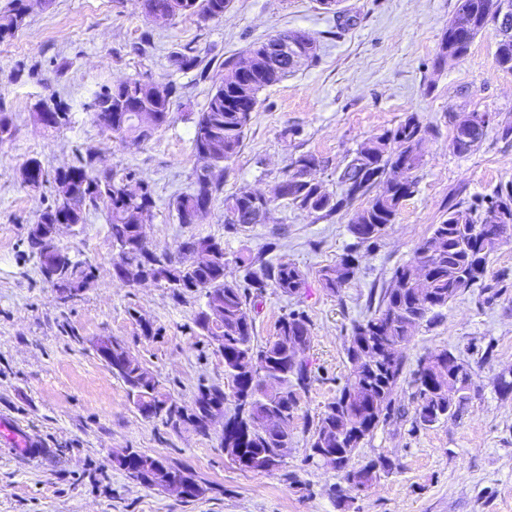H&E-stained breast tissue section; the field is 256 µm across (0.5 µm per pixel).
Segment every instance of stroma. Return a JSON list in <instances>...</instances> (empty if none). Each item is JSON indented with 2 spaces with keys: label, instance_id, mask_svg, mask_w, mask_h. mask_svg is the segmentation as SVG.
<instances>
[{
  "label": "stroma",
  "instance_id": "35a3bbf8",
  "mask_svg": "<svg viewBox=\"0 0 512 512\" xmlns=\"http://www.w3.org/2000/svg\"><path fill=\"white\" fill-rule=\"evenodd\" d=\"M341 13L317 0H234L223 19L153 22L140 0H47L33 5L22 29L0 43V107L15 133L0 144V415L26 425L42 453L29 460L0 449V512H512V394L495 381L512 371V240L488 260L487 275L452 300L441 317L422 322L403 348L407 369L428 352L446 349L470 364L475 390L458 418L413 427L412 388L400 382L395 413L352 460L359 467L384 456L392 467L362 491L349 490L341 471L308 457V440L344 384L345 345L354 322L374 310L396 267L439 223L448 206L492 193L512 181V72L495 62L499 35L487 27L467 54L436 66L456 0H343ZM302 30L318 45L302 65L258 95L240 153L216 175L224 194H272L292 157L314 155L317 176L340 192V169L370 135L417 114L430 130L413 193L375 244L360 245L349 211L319 219L277 205L275 223L224 225L215 201L199 224H182L172 208L193 188L195 120L207 103L224 58L283 31ZM143 53H136L135 45ZM193 48L201 66L174 69L170 57ZM173 81L180 90L169 123L131 145L113 138L89 110L102 85L131 77ZM55 98L68 106L66 126L38 124L34 106ZM477 110L492 120L480 145L466 154L451 146L452 112ZM94 156L116 174L135 172L156 202L146 228L156 253L176 254L192 236L220 241L227 274L245 253L260 261L286 259L305 275L296 296L265 288L252 310L254 342L276 334L289 312L309 322L311 380L301 393L294 443L282 467L240 469L225 456L219 431H172L143 418L121 381L99 359L95 341L113 336L180 403L192 404L200 385H224V358L201 336L196 313L205 300L174 298L151 283L121 286L110 274L114 254L107 212L87 211L64 229L59 245L97 269L82 296L58 301L28 246V228L56 199L54 182L26 187L21 167L33 156L49 169ZM354 279L330 295L317 271L347 252ZM150 329H143V322ZM132 448L185 467L205 489L192 501L133 481L112 463ZM344 507H337V500Z\"/></svg>",
  "mask_w": 512,
  "mask_h": 512
}]
</instances>
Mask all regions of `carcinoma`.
Returning <instances> with one entry per match:
<instances>
[{
    "instance_id": "obj_1",
    "label": "carcinoma",
    "mask_w": 512,
    "mask_h": 512,
    "mask_svg": "<svg viewBox=\"0 0 512 512\" xmlns=\"http://www.w3.org/2000/svg\"><path fill=\"white\" fill-rule=\"evenodd\" d=\"M233 0H141L145 16L156 12L177 17L215 20L224 17ZM493 0H457L455 16L448 23L438 46L436 65L465 56L475 37L489 26L488 15ZM29 0H8L0 9V42L14 37L25 23ZM501 36L496 62L512 71V24L500 26ZM281 37L293 39L304 60L317 54L315 38L301 31H285ZM269 41L255 43L225 58L219 67L223 76L214 83L204 110L198 113L193 138L200 166L194 171L192 192L174 202L177 219L191 210L205 207L211 211L221 193V183L213 170L239 154L245 132L258 105V93L280 82L295 69L273 66L264 59ZM178 89L172 82L150 79L127 84L104 85L90 104L95 120L114 138L138 144L154 130L165 125L171 115ZM485 113L473 110L453 116L451 145L459 154L477 147L484 136ZM470 125L473 133L465 130ZM427 128L410 114L395 128L366 138L338 175L342 193L328 191L318 177L303 178L317 172L320 161L311 154L290 160L274 196L263 203L253 194L242 192L224 197V223L235 229L247 224L275 222L273 202L282 200L295 209L327 218L351 208L349 230L360 244L373 243L392 224L404 200L413 193L414 183L395 184L389 173L397 165L406 171L419 169L426 153ZM57 189L71 188L64 207L45 208L40 224H56L64 219L81 224L91 208L104 207L109 216L112 243L118 249L112 264L148 275L160 266L172 264L169 255H157L141 239L140 224L155 207L150 185L133 172L116 177L96 168L88 155L66 169L54 171ZM512 238V181L500 186L493 195L470 205L456 203L448 207L440 223L421 241L413 257L398 266L377 308L366 319L352 326L346 354L351 366L345 382L327 410L320 416L309 439L308 457L316 458L322 445L336 454L335 467L343 477L354 476L353 488L360 491L391 469V462L380 456L355 468L351 461L363 442L391 416L395 395L402 379L405 362L401 353L416 325L428 314L448 307V303L487 270L489 256L500 243ZM28 244L39 260L43 277L57 281L92 275L91 266L73 261L68 266L48 263L58 245L42 237L28 236ZM214 260L191 268L175 284L164 287L181 297L195 294L205 298L194 323L200 334L210 339L220 336L219 349L224 355V375L234 396L235 411L224 419L221 447L238 449L240 468L271 471L281 465L293 447L292 425L299 406V392L310 383L309 361L291 360V343L309 336L303 313L292 311L281 317L273 340L257 345L253 341L250 289L260 294L271 285L289 295L298 294L304 275L288 261L264 263L252 270L254 259L240 255L236 263L245 268L249 283L228 279L224 246L215 241ZM356 259L341 256L336 263L321 267L318 277L330 293H340L356 273ZM265 364H259V360ZM432 362L430 371L421 370L423 362ZM112 376L126 387L129 401L146 418H159L173 431L191 427L206 434V417L213 409H224L228 394L219 385H202L193 403L180 404L166 393L158 378L140 364L117 338L112 339ZM416 407L413 424L427 428L440 419H449L472 399L474 372L471 366L447 349L435 350L418 361L411 373ZM133 480L148 488L160 487L162 478L172 475L191 483L188 498H197L204 488L187 469L170 465L157 457L127 450L125 463L117 464Z\"/></svg>"
}]
</instances>
